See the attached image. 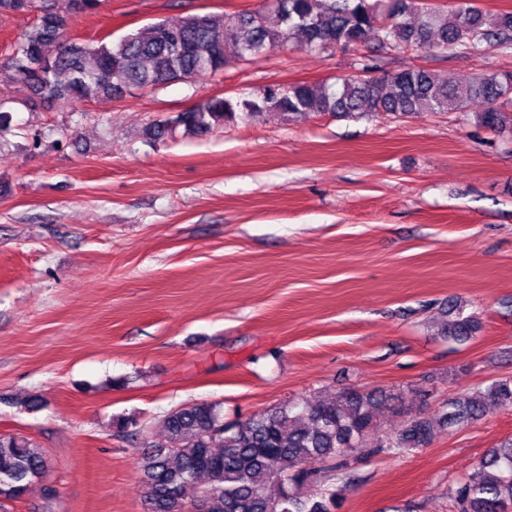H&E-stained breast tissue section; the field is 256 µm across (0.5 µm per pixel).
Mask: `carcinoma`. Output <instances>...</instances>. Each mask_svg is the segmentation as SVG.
Masks as SVG:
<instances>
[{"label":"carcinoma","instance_id":"1","mask_svg":"<svg viewBox=\"0 0 512 512\" xmlns=\"http://www.w3.org/2000/svg\"><path fill=\"white\" fill-rule=\"evenodd\" d=\"M100 0H0V12L39 13L24 31L6 66L30 98L63 102L117 98L130 87H155L215 74L224 68L226 49L240 58L276 49L325 51L374 43L401 55L429 50L439 55L476 53L483 44L512 49V12L486 22L471 0L450 8L430 0H274L262 8L222 18L189 14L177 23L159 22L97 46L64 37L70 16L91 13ZM465 108L482 104L477 122L512 139V72H483L461 81L454 76L406 66L378 77L349 75L333 84L272 83L251 98L213 96L146 127L151 140L181 128L203 134L213 126L266 112L295 118L329 113L358 118L364 113L409 115L442 112L449 102ZM437 335L456 342L475 336L481 323L451 303ZM402 399L383 389H349L314 405H282L251 416L244 424L221 425L216 404L196 402L169 412L166 442L144 453L147 484L143 512H181L179 490L208 492L205 512H336L340 491L321 489L307 498L296 489L320 482L312 460L351 475L353 449L371 454L424 448L437 424L413 415L395 432L379 430V412ZM490 407L512 408V378L449 399L440 420L449 426L474 422ZM46 458L23 436L0 435V499L22 498L43 477ZM278 495L267 493L269 484ZM454 512H512V438L488 450L473 472L450 489Z\"/></svg>","mask_w":512,"mask_h":512}]
</instances>
